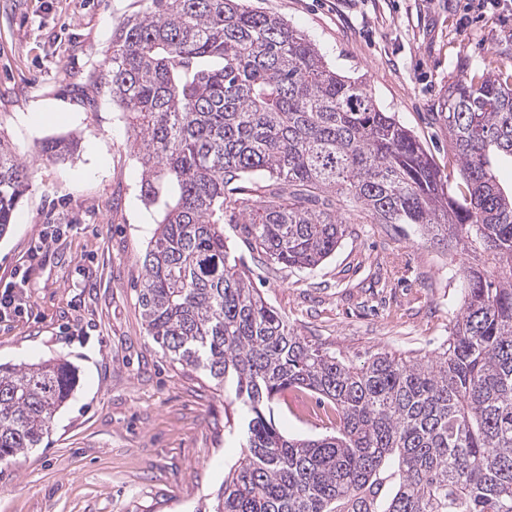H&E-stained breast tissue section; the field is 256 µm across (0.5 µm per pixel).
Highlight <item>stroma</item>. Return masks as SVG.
<instances>
[{
  "instance_id": "stroma-1",
  "label": "stroma",
  "mask_w": 512,
  "mask_h": 512,
  "mask_svg": "<svg viewBox=\"0 0 512 512\" xmlns=\"http://www.w3.org/2000/svg\"><path fill=\"white\" fill-rule=\"evenodd\" d=\"M467 0H251L283 17L337 72L362 80L378 106L414 131L440 167L448 130L436 118L450 84L512 43V6L491 17ZM142 0H0V139L34 170L7 235L0 278L29 270L27 313L0 321V363L63 359L78 383L41 447L0 462V512H194L235 462L224 392L166 359L138 305L142 262L160 219L141 194L125 116L102 74L112 34ZM37 108L54 112L31 126ZM76 139L63 160L45 142ZM335 252L312 270L269 271L240 238L233 255L298 334L360 363L378 351L415 357L447 339L461 305L462 256L411 224H363L346 213ZM57 240L37 259L41 232ZM302 393L273 406L291 437L317 438L327 419L300 421Z\"/></svg>"
}]
</instances>
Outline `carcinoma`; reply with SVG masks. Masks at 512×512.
Wrapping results in <instances>:
<instances>
[{
  "mask_svg": "<svg viewBox=\"0 0 512 512\" xmlns=\"http://www.w3.org/2000/svg\"><path fill=\"white\" fill-rule=\"evenodd\" d=\"M102 79L162 212L138 296L147 336L248 415L213 512H512V190L495 166L512 160V69L448 87L453 184L366 85L241 0H144ZM30 178L0 140V236ZM349 202L467 257L442 351L353 364L299 335L229 258L226 224L268 261L313 270ZM75 381L61 359L0 364V461L41 444ZM290 388L329 406L336 433L283 434L266 409Z\"/></svg>",
  "mask_w": 512,
  "mask_h": 512,
  "instance_id": "cac0c4a2",
  "label": "carcinoma"
}]
</instances>
